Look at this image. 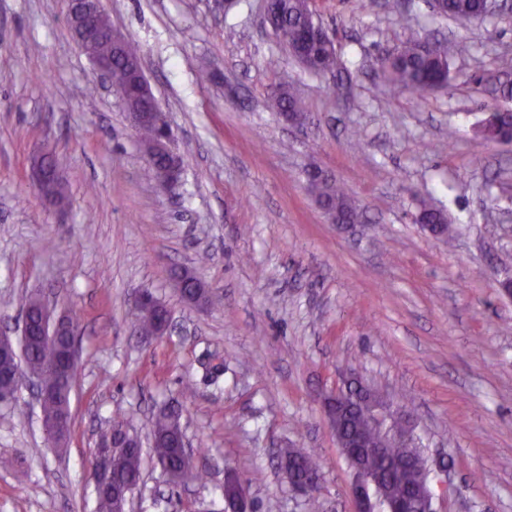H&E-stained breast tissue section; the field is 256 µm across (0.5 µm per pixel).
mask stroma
<instances>
[{"mask_svg": "<svg viewBox=\"0 0 512 512\" xmlns=\"http://www.w3.org/2000/svg\"><path fill=\"white\" fill-rule=\"evenodd\" d=\"M311 0L343 68L304 69L265 21V0H103L135 41L172 125L180 182L162 190L119 96L101 88L63 0H0V330L21 333L40 296L79 325L65 452L46 437L23 376L0 405V512H95L94 442L113 418L148 440L180 404L205 481L170 484L152 460L132 512H221L227 472L255 512H353L352 472L322 398L351 376L388 410L410 409L414 442L448 464L437 512H512V145L475 134L491 79L512 78V14L458 22L428 0ZM469 45L456 78L416 99L378 58L410 32ZM210 72L201 81V72ZM295 86L310 120L266 106ZM98 86L94 104L88 87ZM65 156L69 201L34 186L31 160ZM315 166L343 185L361 224L331 223L308 190ZM446 212L452 240L418 221ZM210 291L187 304L173 279ZM151 292L169 333L143 340L134 298ZM318 452L314 496L294 494L279 451Z\"/></svg>", "mask_w": 512, "mask_h": 512, "instance_id": "obj_1", "label": "stroma"}]
</instances>
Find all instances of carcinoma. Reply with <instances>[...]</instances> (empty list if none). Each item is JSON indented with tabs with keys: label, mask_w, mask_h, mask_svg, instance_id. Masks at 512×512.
<instances>
[{
	"label": "carcinoma",
	"mask_w": 512,
	"mask_h": 512,
	"mask_svg": "<svg viewBox=\"0 0 512 512\" xmlns=\"http://www.w3.org/2000/svg\"><path fill=\"white\" fill-rule=\"evenodd\" d=\"M443 15L464 20H474L489 13L494 3L492 0H444ZM275 9L281 20L282 42L290 53L299 58L315 54L324 74H333L340 69L337 52L328 50L305 38V33L314 29L319 22L310 9L309 0H275ZM467 49L462 41H429L419 36L408 38L399 48L380 59L379 71L385 82L393 88L407 89L417 96H424L442 84L452 80V61ZM97 52L112 58V86L124 92L126 100H132L144 107L149 103L152 89L139 81L133 64L140 60L137 46L128 41L121 52L112 55V45L101 42ZM271 107L280 113H288L298 119L307 118L306 105L302 97L291 84H281L273 91ZM512 129V112L495 110L486 119L481 136L489 142L503 139ZM34 168L49 167L52 177L42 186V192L52 198L59 206L68 200V186L63 178L66 168L64 159L43 154L32 159ZM153 176L163 185L168 184L173 168L170 158L163 155L154 156L150 163ZM311 189L315 200L321 202L329 211L340 214L345 223L355 224L360 212L355 201L334 181L320 182L313 180ZM423 216L431 224L437 225L436 232L441 236L452 237L451 225L447 224L444 214L436 208H426ZM42 302L31 297L24 304V312L29 322L27 346L24 362L28 371L46 383H53L57 373L41 352L42 336L40 326V308ZM138 329L144 336L154 334L158 324L157 307L147 305L136 308ZM68 398L65 396L46 400L41 404L42 417L57 420L66 411ZM181 420L170 413L155 415L152 426L153 447L150 455L168 471L175 472L183 463V449L177 447L180 441ZM340 433L347 437L359 430L366 434L374 431L366 404H359L340 415L338 419ZM280 458L293 462L299 473L318 472L320 464L314 453L305 448H286ZM143 465V453L135 448H117L114 450L112 468L115 483L121 487L138 484ZM357 465L379 473L383 477L382 495L390 502L407 497L414 488L421 485L425 461L420 456V449L401 447L395 441L389 442L388 456L383 458L364 457L357 460Z\"/></svg>",
	"instance_id": "1"
}]
</instances>
